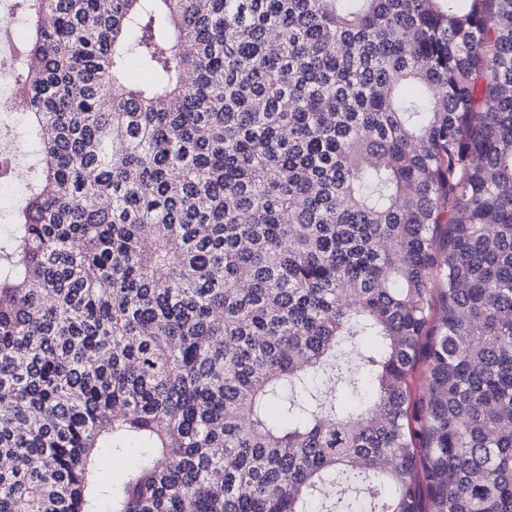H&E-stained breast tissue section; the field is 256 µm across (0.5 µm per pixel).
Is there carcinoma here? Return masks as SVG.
Instances as JSON below:
<instances>
[{
	"label": "carcinoma",
	"mask_w": 512,
	"mask_h": 512,
	"mask_svg": "<svg viewBox=\"0 0 512 512\" xmlns=\"http://www.w3.org/2000/svg\"><path fill=\"white\" fill-rule=\"evenodd\" d=\"M13 5L0 512H512V0ZM0 112H13L17 119L25 110V97L12 83H0ZM23 134L18 132L17 136L14 135L11 139L0 138V190H16L14 197L15 207L19 206L27 182V171L29 166L34 162L35 155L29 145L24 144V151L26 156L23 159L24 164L27 166V171L19 165L17 158L23 147ZM10 156L14 160V164L6 172H3L2 160L4 157Z\"/></svg>",
	"instance_id": "1"
}]
</instances>
